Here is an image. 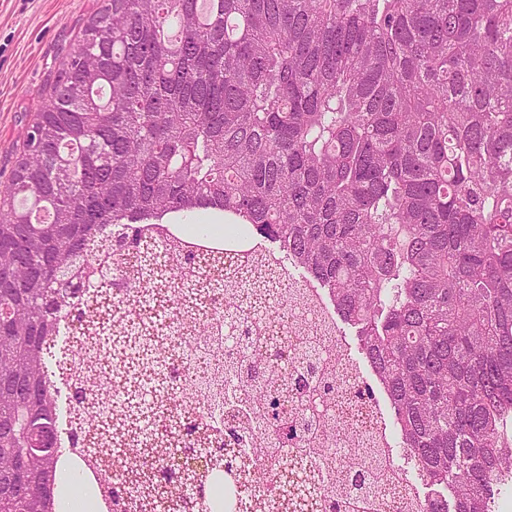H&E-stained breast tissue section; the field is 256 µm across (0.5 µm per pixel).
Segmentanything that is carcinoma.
Here are the masks:
<instances>
[{
    "label": "carcinoma",
    "instance_id": "cac0c4a2",
    "mask_svg": "<svg viewBox=\"0 0 512 512\" xmlns=\"http://www.w3.org/2000/svg\"><path fill=\"white\" fill-rule=\"evenodd\" d=\"M178 38L170 41L163 28ZM0 512H56V440L65 407L114 413L113 380L145 351L164 374L198 360L191 394L210 416L172 403L184 447L139 427L141 466L170 476L236 397L213 458L239 468L267 455L305 469L315 457L322 512H370L386 466L364 465L332 490L342 420L310 419L341 379L317 355L331 342L303 318L294 335L259 324L297 317L296 284L268 291L230 259L210 277L193 251L145 241L139 224L205 211L253 228L331 291L361 355L384 384L402 452L426 486L416 512H494L512 480V0H102L67 53L23 151L0 186ZM51 220L36 222L35 211ZM135 255L121 279L182 269L195 307L232 314L240 350L190 334L195 312L161 329L192 340L161 355L139 324L107 318L79 344L82 299L112 288L101 252ZM74 371L46 384L48 359ZM215 468L203 501L212 510ZM281 486L252 512H272Z\"/></svg>",
    "mask_w": 512,
    "mask_h": 512
}]
</instances>
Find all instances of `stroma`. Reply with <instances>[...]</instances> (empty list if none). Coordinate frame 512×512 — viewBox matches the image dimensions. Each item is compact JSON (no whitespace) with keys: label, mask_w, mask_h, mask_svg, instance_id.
Instances as JSON below:
<instances>
[{"label":"stroma","mask_w":512,"mask_h":512,"mask_svg":"<svg viewBox=\"0 0 512 512\" xmlns=\"http://www.w3.org/2000/svg\"><path fill=\"white\" fill-rule=\"evenodd\" d=\"M102 0H0V184L67 51Z\"/></svg>","instance_id":"1"}]
</instances>
